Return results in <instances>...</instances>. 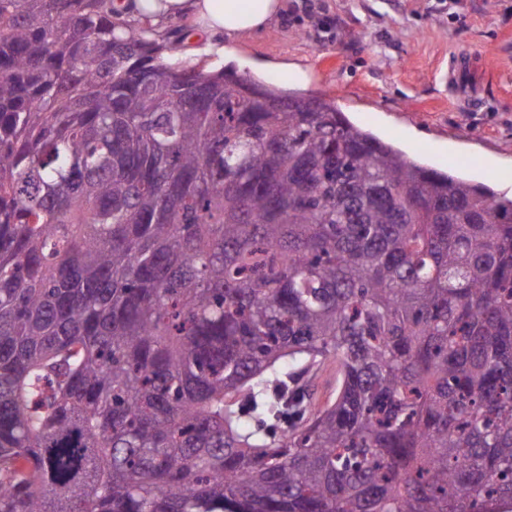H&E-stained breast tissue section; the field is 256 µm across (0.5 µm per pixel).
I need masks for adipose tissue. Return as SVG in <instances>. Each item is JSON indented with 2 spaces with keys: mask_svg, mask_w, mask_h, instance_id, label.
<instances>
[{
  "mask_svg": "<svg viewBox=\"0 0 512 512\" xmlns=\"http://www.w3.org/2000/svg\"><path fill=\"white\" fill-rule=\"evenodd\" d=\"M126 13L143 25L157 29L186 18L197 30L235 40L270 26L281 0H123Z\"/></svg>",
  "mask_w": 512,
  "mask_h": 512,
  "instance_id": "adipose-tissue-1",
  "label": "adipose tissue"
}]
</instances>
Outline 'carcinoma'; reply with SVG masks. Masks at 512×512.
<instances>
[{
    "mask_svg": "<svg viewBox=\"0 0 512 512\" xmlns=\"http://www.w3.org/2000/svg\"><path fill=\"white\" fill-rule=\"evenodd\" d=\"M113 4L0 0V512H512V198ZM338 378L336 363L332 362L325 363L306 378L312 402L316 406H323L335 397Z\"/></svg>",
    "mask_w": 512,
    "mask_h": 512,
    "instance_id": "carcinoma-1",
    "label": "carcinoma"
}]
</instances>
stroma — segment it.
Here are the masks:
<instances>
[{"label": "stroma", "mask_w": 512, "mask_h": 512, "mask_svg": "<svg viewBox=\"0 0 512 512\" xmlns=\"http://www.w3.org/2000/svg\"><path fill=\"white\" fill-rule=\"evenodd\" d=\"M285 0L236 74L335 101L428 167L512 198V0Z\"/></svg>", "instance_id": "35a3bbf8"}]
</instances>
